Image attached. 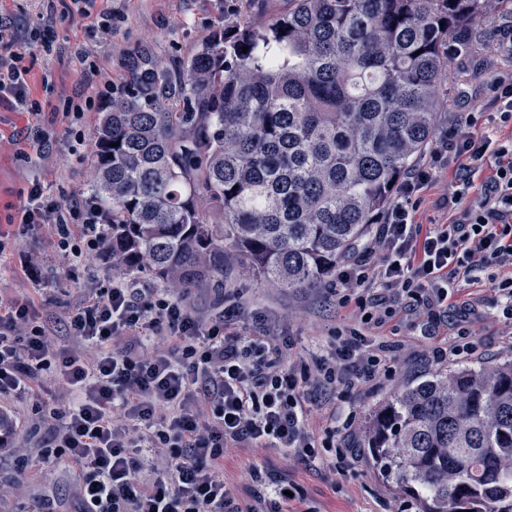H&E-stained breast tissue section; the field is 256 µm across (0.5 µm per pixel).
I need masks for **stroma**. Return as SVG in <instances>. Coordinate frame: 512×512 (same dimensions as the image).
<instances>
[{"label":"stroma","instance_id":"obj_1","mask_svg":"<svg viewBox=\"0 0 512 512\" xmlns=\"http://www.w3.org/2000/svg\"><path fill=\"white\" fill-rule=\"evenodd\" d=\"M282 4L283 0H96L95 13L112 16L111 35H100L79 18H59L42 28V37L54 38L57 50L48 55L32 49L26 63L31 68L28 84L32 99L55 110L48 140H38L35 123L26 112L0 105V295L31 298L61 337L65 312L81 290L105 287L112 280L109 256L103 254L87 265L69 267L53 246L50 225L7 221L10 207L23 204L35 181L45 195L67 203L89 195L91 145L103 107L94 105L80 119L66 111L69 100L78 101L89 94L75 49H85L89 61L117 87L129 52L149 47L174 66L225 22L243 15L262 18ZM511 27V4L473 27L469 53L454 61L438 87L445 100L438 126H446L449 113L459 111L461 90L476 95L483 105H491L490 77L481 58L496 53L495 32ZM493 275V269H486L476 282L460 284L454 292L455 300L469 302L476 310L469 352L437 358L436 350L447 347L454 330L442 324L433 335H422L414 297L397 299L394 316L383 327L366 330L367 345L384 347L389 370L351 398L354 420L349 444L358 459L345 474L288 459L274 448L229 447L224 452V480L235 496L250 501L248 469L259 465L302 488L316 512H418V499L401 483L386 477L373 460L367 427L380 407L420 378L512 360V326L493 304ZM224 300H240L266 311L276 332L290 339L294 355L310 357L333 351L338 343L337 328L350 322V308L339 304L330 286L277 288L240 267L224 274ZM76 478V470L63 464L42 468L33 499L24 505L26 512H34L37 498L45 494L54 498L60 512H75L71 490Z\"/></svg>","mask_w":512,"mask_h":512}]
</instances>
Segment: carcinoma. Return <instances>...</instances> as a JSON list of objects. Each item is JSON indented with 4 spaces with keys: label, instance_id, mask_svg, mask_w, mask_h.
I'll list each match as a JSON object with an SVG mask.
<instances>
[{
    "label": "carcinoma",
    "instance_id": "cac0c4a2",
    "mask_svg": "<svg viewBox=\"0 0 512 512\" xmlns=\"http://www.w3.org/2000/svg\"><path fill=\"white\" fill-rule=\"evenodd\" d=\"M285 2L206 37L176 74L149 48L125 58L91 152L112 272L185 301L224 288L230 261L322 286L428 143L444 42L490 0ZM367 436L424 512H512V362L407 386Z\"/></svg>",
    "mask_w": 512,
    "mask_h": 512
}]
</instances>
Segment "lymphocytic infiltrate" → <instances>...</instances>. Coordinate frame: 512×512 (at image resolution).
I'll use <instances>...</instances> for the list:
<instances>
[{
  "mask_svg": "<svg viewBox=\"0 0 512 512\" xmlns=\"http://www.w3.org/2000/svg\"><path fill=\"white\" fill-rule=\"evenodd\" d=\"M30 49L14 23L0 19V102L38 117L42 108L27 81ZM483 66L494 112L474 105L450 113L440 138L401 178L375 239L382 260L370 266L357 259L338 272L342 284L361 289L339 297L354 304L357 324L344 327L326 355L284 360L288 341L263 314H253L255 332L244 336L234 328L239 307L204 319L166 289L136 288L120 277L82 291L65 318L66 345L38 322L32 302L0 300V460L20 465L12 481L0 482V512L28 497L37 474L27 464L35 455L78 470L79 512H282L303 498L293 483L252 467L258 502H240L224 481L225 449L276 448L345 473L352 458L340 443L352 422L340 406L386 366L378 351L363 347L362 331L391 317L392 296H420L428 321L437 324L456 280L494 268L502 315L512 320V136L492 141L479 132L487 119L512 126V70L491 57ZM489 162L492 176L471 197ZM448 167L455 176L440 205L453 216L422 231L414 220L420 193ZM20 217L53 225L75 266L102 253L109 232L91 200L60 203L37 184ZM49 371L61 391L40 417L46 435L35 450L19 434L17 403ZM314 386L338 402L325 412L319 435L308 425Z\"/></svg>",
  "mask_w": 512,
  "mask_h": 512,
  "instance_id": "lymphocytic-infiltrate-1",
  "label": "lymphocytic infiltrate"
}]
</instances>
